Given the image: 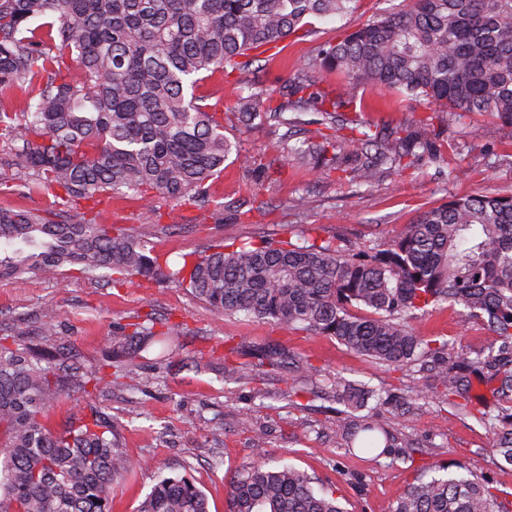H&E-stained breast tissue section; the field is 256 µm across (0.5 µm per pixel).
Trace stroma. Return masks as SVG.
I'll return each mask as SVG.
<instances>
[{
    "mask_svg": "<svg viewBox=\"0 0 512 512\" xmlns=\"http://www.w3.org/2000/svg\"><path fill=\"white\" fill-rule=\"evenodd\" d=\"M411 0H358L352 13L312 19L307 35L287 38L283 51L264 63L267 82L287 80L295 67L322 43L334 42L357 26L388 12L409 7ZM195 96L224 114V134L254 155L258 165L281 166L274 184L225 162L224 172L204 209L165 202L159 223H143L146 204L134 197H114L99 204L104 222H112L147 241L149 248L177 265L182 255L204 252L225 242L260 238L299 239L317 229L320 236L343 234L363 249L386 247L402 225L449 200L480 194L512 195V127L487 113L471 114L449 128L443 146L452 179L434 165L419 164L383 174L369 185L345 180L318 181L304 169L287 164L278 145L284 129H244L232 108L236 84L217 72L198 81ZM422 108L390 91H366L361 120L393 126L412 123ZM304 207H294L297 198ZM61 314L66 338L60 363L80 365L85 372L111 373L115 326L153 315L183 324L184 347L164 365L142 361L131 373L132 386L61 396L46 411L53 428L97 409L112 423V434L135 468L112 484L111 512H137L140 502L164 476L186 475L205 493L209 512H226L228 484L236 470L253 459L289 463L310 474L316 487L333 491L346 512H386L423 468L465 463L489 475L502 498L512 497V466L501 467L491 449L492 436L477 420L457 416L434 405L412 401L415 376L355 354L327 336L285 332L274 324L238 316H222L172 283H134L115 288L103 279L62 273L54 280L24 276L0 280V338L13 345L12 325L25 321V343L47 346L40 334L44 309ZM418 335L446 337L470 354L487 350L492 338L480 323L461 322L457 312L441 308L407 319ZM277 342L309 360L311 381L331 385L336 378L363 382L377 389L384 404L380 423L389 425L397 447L391 454L348 455L336 435L337 404L317 398L308 405L289 404L292 382L287 369L258 372L249 384L225 374L228 346L247 349ZM262 432V445L253 435ZM414 444L411 458L401 448Z\"/></svg>",
    "mask_w": 512,
    "mask_h": 512,
    "instance_id": "stroma-1",
    "label": "stroma"
}]
</instances>
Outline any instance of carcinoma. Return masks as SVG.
<instances>
[{"label":"carcinoma","mask_w":512,"mask_h":512,"mask_svg":"<svg viewBox=\"0 0 512 512\" xmlns=\"http://www.w3.org/2000/svg\"><path fill=\"white\" fill-rule=\"evenodd\" d=\"M357 0H0V149L11 158L0 189L52 194L51 207H0V279H52L66 269L124 285L139 278L172 282L225 315L336 339L348 350L413 373L430 385L414 400L481 422L493 451L512 465V196L453 200L403 225L387 247L368 252L338 235L296 241L261 239L183 257L171 270L146 242L97 217L75 221L80 201L132 193L203 209L210 183L235 154L239 167L276 182L281 169L258 167L233 151L224 113L187 90L220 71L240 85L238 121L246 128L292 127L312 113L315 137L284 140L281 151L316 180L339 173L369 185L384 172L426 158L440 165V141L473 112L512 127V0H413L405 11L365 23L338 42L319 45L293 76L271 87L255 62L279 50L312 18L348 13ZM348 82L334 95L321 72ZM383 87L426 105L408 126L348 117L360 90ZM21 91L26 112L4 100ZM459 305L493 336L488 353L471 356L442 338L424 339L403 322L415 312ZM59 314L43 311L41 335L58 344ZM183 326L153 317L119 326L112 346L124 368L107 379L77 367L64 372L49 354L0 343V512H111L112 481L134 464L91 410L59 430L45 410L67 391L124 389L129 368L155 353L165 363L182 344ZM229 371L241 383L275 367L288 350L268 344ZM288 401L319 391L305 385L298 358ZM496 381L493 415L473 404V378ZM345 411L336 434L352 453L382 456L393 434L355 414L375 391L342 378L333 391ZM229 512H344L338 499L288 464L244 463L230 481ZM138 512H209L187 476L161 479ZM388 512H512L493 481L462 465L448 476H420Z\"/></svg>","instance_id":"carcinoma-1"}]
</instances>
